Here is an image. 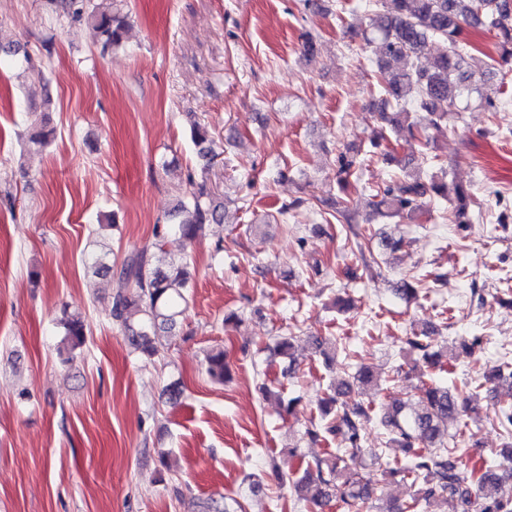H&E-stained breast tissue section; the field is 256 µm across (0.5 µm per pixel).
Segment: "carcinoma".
<instances>
[{
	"mask_svg": "<svg viewBox=\"0 0 512 512\" xmlns=\"http://www.w3.org/2000/svg\"><path fill=\"white\" fill-rule=\"evenodd\" d=\"M58 17L83 21L102 48L119 45L126 31V17L114 0H53ZM486 30L494 34L497 56L483 52L466 40L472 30ZM434 38L446 44L445 50L430 53ZM364 41L378 45L379 69L389 68L390 61L415 60L408 68L389 73L387 85L381 89L378 103L379 130L371 144L391 143V136L404 135L408 142L422 141L417 123L408 121L412 111H422L429 125L437 128L448 119V113L465 111L462 104L472 98L495 107L484 94L485 76L494 73L495 66L512 62V0H374ZM193 138L201 146L203 156L214 153V140L208 129L195 121ZM53 130L45 122H36L28 134L29 142L38 148L49 145ZM454 202L450 221L469 224L470 194L463 185L421 179L418 173H405L392 183L376 190L373 208L388 216L409 217L423 206L427 196ZM224 221V203L215 201L205 185L201 184L179 201L170 222L155 228L154 248L170 234H178L192 241L202 236L210 224ZM189 272L187 264L172 263L162 268L155 264V254L142 249L127 254L115 273L109 274L112 304L109 319L120 327L128 341L143 354L157 353L156 336L176 325L183 304L188 302ZM424 274H414L396 282L393 292L402 299L418 297ZM140 318L131 321L132 313ZM60 324L64 329L63 350L70 354L85 344L86 325L80 315L63 314ZM426 332L413 333L406 344L420 353L422 360L433 368H442L441 355L430 351L424 341ZM294 337L281 336L275 342L274 352L288 359L283 370L287 376L294 372ZM206 372L216 382L231 377L224 358V350H211L205 358ZM500 380L512 385V359H504L484 375V381L466 384L471 395H476L483 383ZM371 385L377 391L387 389L386 380L370 367H362L346 378L336 375L330 393L322 400V415L330 420L322 425L310 422L305 435L312 442L339 439L342 447L307 465L304 474L294 482L297 500L308 512H318L331 501L342 512H367L372 501L373 481L364 478L349 465L362 454L364 428L362 420L377 413L380 427L386 435L389 448L401 449L407 461L381 472V480L400 476L417 487L411 502L394 510L409 512L432 498L451 496L460 500L462 512H512V443L500 449L498 463L481 461L468 471L461 469L463 449L457 447L456 437L448 434V425L459 420L468 404L460 394L435 381L423 385L414 403L383 404L377 409L361 400L346 402L341 397L354 387Z\"/></svg>",
	"mask_w": 512,
	"mask_h": 512,
	"instance_id": "obj_1",
	"label": "carcinoma"
}]
</instances>
